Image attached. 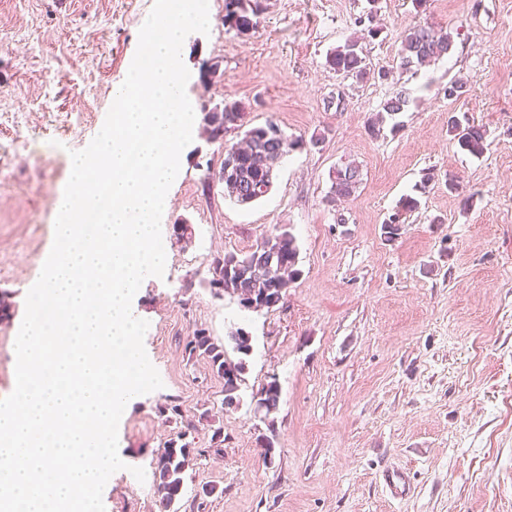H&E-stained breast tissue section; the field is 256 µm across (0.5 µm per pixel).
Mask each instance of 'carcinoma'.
Segmentation results:
<instances>
[{
    "instance_id": "obj_1",
    "label": "carcinoma",
    "mask_w": 512,
    "mask_h": 512,
    "mask_svg": "<svg viewBox=\"0 0 512 512\" xmlns=\"http://www.w3.org/2000/svg\"><path fill=\"white\" fill-rule=\"evenodd\" d=\"M240 0H224V28L245 32L250 28L254 9L242 8ZM453 47L452 37L431 25H418L406 31L401 42L400 67L404 70L419 69L433 59L449 53ZM327 64L331 70L344 76L362 79L367 74L366 57L359 50L356 40H348L327 55ZM409 105L408 92L398 90L381 103V111L395 115L406 111ZM245 111L240 102L224 103V111L212 116L207 126L215 133L221 129L224 121L237 112ZM448 131L457 140L459 147L473 156H480L486 150V130L474 123L461 125L453 117L448 120ZM250 138L247 149L235 152H224V170L221 179L224 181V195L240 202L247 199L253 203L264 198L267 192L252 193L250 188L255 186H271L268 177L270 167L274 165L272 155L277 152H290L302 144L300 140L283 139L277 142L266 136L263 126L249 130ZM362 181V170L354 161H348L332 171L330 195L328 202L344 200L355 194ZM419 201L411 196H405L399 202L397 211L382 225L384 238L388 242L396 241L400 236L401 217L407 212L417 209ZM261 245L245 255L226 253L214 260L211 285L224 292L236 295L246 301L270 310L283 303L288 295V288L300 276L297 268L299 262V246L295 236L284 231L273 236L272 248L275 249L288 276L278 277L259 267L248 270L259 252ZM229 346L215 342L205 331L198 330L187 338L185 350L188 354L202 356L208 359L212 369L224 378V401L226 408L234 406L238 399L244 374L247 370V357L251 353V336L239 328L229 337ZM233 351L236 358H231L228 351ZM280 387L277 380L266 383L256 393L257 409L264 413L269 420V426H274L270 415L275 413L280 402ZM205 454L202 448L193 446V442H169L157 452L151 462L153 480L157 493L159 512H176L175 504L182 495L184 473L192 468L197 459Z\"/></svg>"
}]
</instances>
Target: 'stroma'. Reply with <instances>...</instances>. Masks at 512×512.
<instances>
[{
  "instance_id": "obj_1",
  "label": "stroma",
  "mask_w": 512,
  "mask_h": 512,
  "mask_svg": "<svg viewBox=\"0 0 512 512\" xmlns=\"http://www.w3.org/2000/svg\"><path fill=\"white\" fill-rule=\"evenodd\" d=\"M263 5L241 35L223 25L224 0H209V34H189L182 51L187 96L199 108L241 102L249 123H275L303 144L250 205L225 197L216 179L235 135L212 142L198 130L183 150L161 220L169 264L132 302L149 323L144 346L163 386L124 411L118 448L145 469L181 434L206 449L184 475L178 512H512V0ZM153 6L0 0V292L12 302L0 324V398L15 387L16 329L53 244L69 154L101 130ZM419 24L454 45L412 74L399 52ZM353 37L373 68L391 69L387 81L327 67ZM214 57L222 74L202 82L200 66ZM453 79L466 83V99L444 96ZM402 87L406 111L372 135L370 118ZM452 116L486 129L482 156L451 139ZM344 161L360 165L362 182L328 203ZM429 171L435 180L422 186ZM406 195L419 208L386 242L381 226ZM183 222L191 241L175 236ZM284 230L297 239L301 274L283 305L253 312L211 287L216 257ZM239 328L252 351L242 403L226 411L223 378L184 345L197 330L220 342ZM272 380L281 398L269 423L252 395ZM269 435L268 464L260 442ZM388 466L407 469V497L383 486ZM206 485L216 491L204 498ZM103 502L106 512H157L152 480L130 471L110 477Z\"/></svg>"
}]
</instances>
